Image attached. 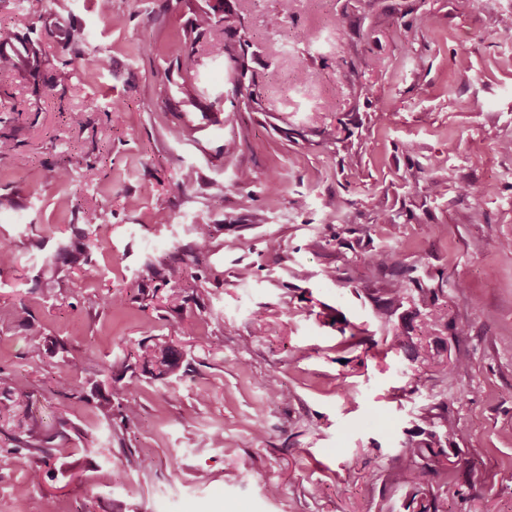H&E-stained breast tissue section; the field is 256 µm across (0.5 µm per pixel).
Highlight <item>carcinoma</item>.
<instances>
[{
	"label": "carcinoma",
	"instance_id": "1",
	"mask_svg": "<svg viewBox=\"0 0 512 512\" xmlns=\"http://www.w3.org/2000/svg\"><path fill=\"white\" fill-rule=\"evenodd\" d=\"M224 21V0H214L207 8L195 12L192 27L183 33L184 42H194L197 37L208 34L219 40L224 35L220 23ZM60 40L71 47H82L87 42L84 29L72 27L65 31ZM47 63V55L36 28L29 34L11 35L0 42V71L15 72L33 81H38ZM196 248L204 250L211 238V225L195 224L192 227ZM385 259L374 261L373 266L386 277L383 302L376 307L375 319L387 330L385 342L388 349L396 351L403 344L411 350L425 348L423 340L413 342L411 332L417 330L423 336H434L441 330L456 335L458 322L448 321V310L438 302L436 288L423 278L393 277L396 264L392 252H383ZM91 261L84 247L75 248L70 243H59L54 252L44 257L47 264L63 265L88 264ZM144 367L155 377L172 375L179 367V353L170 344L141 346ZM420 365L430 371L424 377L417 374L411 381L410 392L417 393L427 386L434 376L448 377L455 371L456 364L437 361L426 355ZM58 384L71 385L76 366L72 359L63 357L55 364ZM421 424L416 426L409 438L399 448L394 458L391 485L405 490L406 512H443L441 495L436 489L448 485V474L456 469L462 456V449L452 447V440L458 435L459 427L455 417L448 413L445 405H437L420 414Z\"/></svg>",
	"mask_w": 512,
	"mask_h": 512
}]
</instances>
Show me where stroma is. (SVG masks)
<instances>
[{
    "label": "stroma",
    "instance_id": "1",
    "mask_svg": "<svg viewBox=\"0 0 512 512\" xmlns=\"http://www.w3.org/2000/svg\"><path fill=\"white\" fill-rule=\"evenodd\" d=\"M67 2L0 0V34H91L80 50L46 39L39 81L0 72V135L27 159L0 157V243L18 259L0 273V393L28 394L55 437L36 477L38 450L0 432V512H395L392 459L440 403L479 478H449L445 512H512V0H293L276 28L278 0H224V38L197 40L192 72L180 0H112L108 16ZM100 210L89 265L41 266ZM383 250L406 278L423 256L466 324L431 345L454 374L416 394V363L372 314ZM169 265L180 281L157 277ZM340 318L371 344L341 347ZM160 342L182 354L165 379L139 356ZM63 351L81 397L55 382ZM101 393L135 398L137 418L103 420Z\"/></svg>",
    "mask_w": 512,
    "mask_h": 512
}]
</instances>
